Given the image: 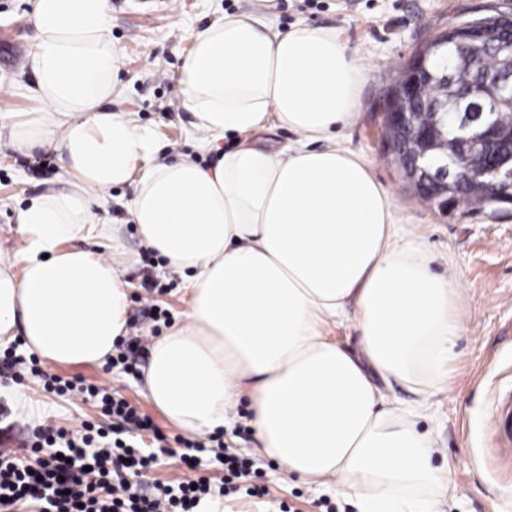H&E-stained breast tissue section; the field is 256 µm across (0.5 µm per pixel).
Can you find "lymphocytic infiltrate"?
Masks as SVG:
<instances>
[{"instance_id": "1", "label": "lymphocytic infiltrate", "mask_w": 512, "mask_h": 512, "mask_svg": "<svg viewBox=\"0 0 512 512\" xmlns=\"http://www.w3.org/2000/svg\"><path fill=\"white\" fill-rule=\"evenodd\" d=\"M29 374L44 390L63 394L72 390L97 399L102 410L128 425L130 430H147L149 418L109 388L75 382L31 364ZM105 431L93 423L69 431L46 426L38 439L46 446L58 445L61 456L39 459L37 468L0 457V512H13L17 504L34 500L40 512H193L212 494L205 479L189 477L158 486L153 497L141 494L121 475L124 464L151 467L156 457L121 440L105 444Z\"/></svg>"}]
</instances>
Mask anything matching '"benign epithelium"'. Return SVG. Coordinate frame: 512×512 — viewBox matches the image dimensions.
Here are the masks:
<instances>
[{"mask_svg": "<svg viewBox=\"0 0 512 512\" xmlns=\"http://www.w3.org/2000/svg\"><path fill=\"white\" fill-rule=\"evenodd\" d=\"M461 28L452 24L437 33L420 50L419 70L406 71V81L398 89L399 106H389L384 116L391 118L390 131L386 138L388 152L398 165L403 178L413 188L428 182L433 188L432 198L441 208L448 206V194L454 192L457 185L456 169L448 161L437 158L433 151L437 143L448 140V127H453L457 138L466 142L472 154H479L501 143L508 151L501 155L491 167L470 169V178L482 184L485 195L495 203L512 204V128L504 129L493 121L495 101L484 91L476 89L470 95L467 106L455 112L448 111L444 102L431 112L428 132L413 142L412 162L403 163L399 150V141L408 135L412 126V113L408 106L423 81L446 80L448 73L440 66V59L448 55V33ZM500 50L504 53L502 67L495 73L493 80L502 88L512 87V38L504 37L500 41Z\"/></svg>", "mask_w": 512, "mask_h": 512, "instance_id": "benign-epithelium-1", "label": "benign epithelium"}]
</instances>
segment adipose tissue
Segmentation results:
<instances>
[{"label": "adipose tissue", "instance_id": "adipose-tissue-1", "mask_svg": "<svg viewBox=\"0 0 512 512\" xmlns=\"http://www.w3.org/2000/svg\"><path fill=\"white\" fill-rule=\"evenodd\" d=\"M29 55L40 108L10 124L12 145L55 148L67 189L18 214L22 249L0 251V343L63 365H101L127 333L135 255L96 208L127 206L142 244L184 278L183 321L154 338L142 395L180 431L231 427L249 400L254 453L360 512H436L450 487L417 427L445 385L461 331L458 290L418 243L398 242L396 207L369 162L336 142L367 70L336 29L273 31L254 11L192 31L180 76L195 147L237 145L205 167L155 159L152 129L108 110L122 49L109 0H34ZM296 138L254 144L268 123ZM102 243L96 254L87 242ZM353 321L359 354L322 334ZM416 396L404 406L383 385Z\"/></svg>", "mask_w": 512, "mask_h": 512}]
</instances>
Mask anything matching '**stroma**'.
<instances>
[{
  "instance_id": "35a3bbf8",
  "label": "stroma",
  "mask_w": 512,
  "mask_h": 512,
  "mask_svg": "<svg viewBox=\"0 0 512 512\" xmlns=\"http://www.w3.org/2000/svg\"><path fill=\"white\" fill-rule=\"evenodd\" d=\"M496 0H110L112 38L124 49L119 73L122 94L112 109L137 125L151 128L163 158L192 152L193 116L181 102L179 72L190 49V30L250 7L264 12L279 31L298 24L336 29L368 70L354 122L341 130L339 145L361 154L397 206L407 239L422 243L434 256L437 273H452L467 318L449 364V380L430 399L431 411L419 427L431 433L436 448L451 467V489L438 512H512V476L493 464L492 404L512 384V206L479 212L443 210L420 198L403 179L384 147L381 112L400 71L417 49L449 25L485 13ZM28 0H0V249L20 250L17 213L46 188H65L68 175L55 149L26 154L9 141L8 126L16 112L36 108L29 89L34 78L27 58L35 42ZM134 193L133 184L113 188L100 201L106 223L120 227L128 248L137 253L128 268L130 335L165 334L182 320L186 298L180 275L166 270L162 257L142 248L137 229L122 208ZM165 286L147 292L146 278ZM51 372L66 379L80 376L111 387L149 416L151 431H124L122 423L102 413L82 395L46 393L28 378V366L0 364V431L32 433L38 425L73 429L89 421L123 432L125 440L155 451L164 435L167 451L142 470L137 480L145 494L157 483L179 477H204L220 482L224 467L214 452L185 448L183 432L171 426L140 391L141 378L122 366L60 365ZM21 386L39 415L8 407L5 391ZM229 453L250 460L248 476L224 498L225 512H359L356 501L332 487H316L284 475L270 460L252 455L257 440L250 425L248 402L238 419L217 432ZM261 495H252V488Z\"/></svg>"
}]
</instances>
